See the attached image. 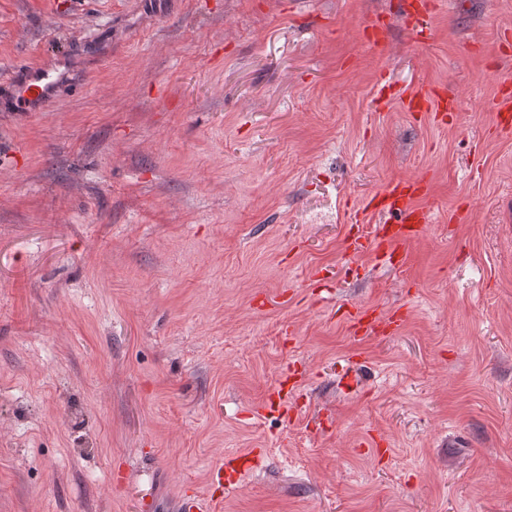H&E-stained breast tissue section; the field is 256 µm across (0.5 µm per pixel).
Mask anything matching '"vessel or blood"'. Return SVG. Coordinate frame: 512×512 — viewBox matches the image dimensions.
<instances>
[{"mask_svg":"<svg viewBox=\"0 0 512 512\" xmlns=\"http://www.w3.org/2000/svg\"><path fill=\"white\" fill-rule=\"evenodd\" d=\"M440 4L441 0H417L416 23L411 29L415 41L424 43L430 39V22ZM388 31V23L379 18L368 20L363 26L366 41L381 50L387 46ZM398 97L404 111L428 113L437 123L452 116L457 108L455 100L449 97L444 89L429 84L401 89ZM492 121L501 137L512 138L511 79L504 78L498 82ZM429 190L430 183L422 175L411 179L392 180L383 191L370 200L369 205L375 212L393 216L394 224L382 227L370 242L364 243L357 238L351 240L352 251L358 252L367 247L388 262L392 261L395 255L403 253L406 246L420 237L427 227L429 213L419 205L418 200L426 196ZM348 321L355 334L367 336L380 328L397 331L402 319L400 316L373 307H359L349 313ZM259 464L260 459L257 455L243 453L218 459L214 471L224 474L227 484L234 486L246 471L257 468Z\"/></svg>","mask_w":512,"mask_h":512,"instance_id":"1","label":"vessel or blood"}]
</instances>
